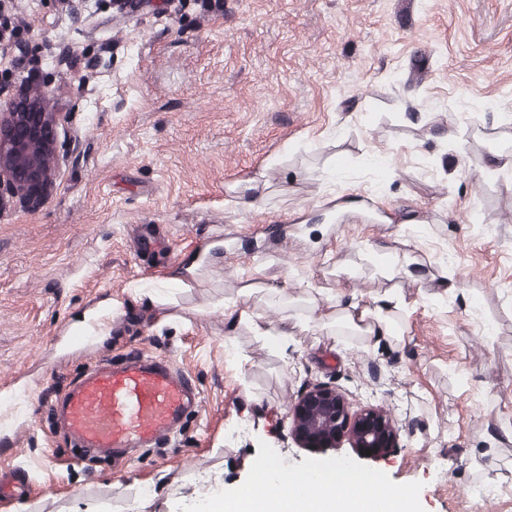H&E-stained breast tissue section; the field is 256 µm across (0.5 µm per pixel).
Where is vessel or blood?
<instances>
[{
	"instance_id": "b4317fda",
	"label": "vessel or blood",
	"mask_w": 512,
	"mask_h": 512,
	"mask_svg": "<svg viewBox=\"0 0 512 512\" xmlns=\"http://www.w3.org/2000/svg\"><path fill=\"white\" fill-rule=\"evenodd\" d=\"M136 252L153 259L164 250L159 225L136 224L130 230ZM193 380L164 357L134 349L120 358L98 359L45 403L54 433L70 453L120 458L130 448H150L178 432L189 412L199 409ZM351 470L325 473L319 483L283 477L285 493L314 491L316 485L338 490L358 482ZM28 485L14 469H0V499L27 493Z\"/></svg>"
}]
</instances>
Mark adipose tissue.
<instances>
[{"mask_svg":"<svg viewBox=\"0 0 512 512\" xmlns=\"http://www.w3.org/2000/svg\"><path fill=\"white\" fill-rule=\"evenodd\" d=\"M409 306L404 296L395 290L374 299L372 305L342 303L329 298L312 306L317 325L328 335L356 336L367 347L398 344L405 339L404 320ZM378 500L382 512H404L407 496L390 486H356L339 495L323 488L316 496L281 498L254 481L239 487L230 497L217 500L208 512H235L239 504H250L254 512H367L371 500Z\"/></svg>","mask_w":512,"mask_h":512,"instance_id":"obj_1","label":"adipose tissue"}]
</instances>
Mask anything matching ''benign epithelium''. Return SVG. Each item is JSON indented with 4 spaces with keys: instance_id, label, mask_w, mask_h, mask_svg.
<instances>
[{
    "instance_id": "benign-epithelium-1",
    "label": "benign epithelium",
    "mask_w": 512,
    "mask_h": 512,
    "mask_svg": "<svg viewBox=\"0 0 512 512\" xmlns=\"http://www.w3.org/2000/svg\"><path fill=\"white\" fill-rule=\"evenodd\" d=\"M49 88L29 96L0 118V204L3 194L34 209L52 186L49 157L69 114L47 112ZM292 435L301 448H339L347 443L367 458L378 459L398 447L400 429L381 408L352 409L336 387L316 383L304 389L289 408Z\"/></svg>"
}]
</instances>
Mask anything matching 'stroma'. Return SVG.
Returning a JSON list of instances; mask_svg holds the SVG:
<instances>
[{"mask_svg":"<svg viewBox=\"0 0 512 512\" xmlns=\"http://www.w3.org/2000/svg\"><path fill=\"white\" fill-rule=\"evenodd\" d=\"M0 0V109L50 86L71 121L36 210L0 207V414L96 357L144 348L194 379L198 413L134 457H68L18 415L0 466L27 471L26 512H176L225 494L261 457L302 474L344 463L406 488L411 512H512V0ZM259 208L239 204L249 181ZM171 248L152 270L129 227ZM265 294L238 296L244 283ZM410 303L403 345L306 324L309 299ZM101 320L76 345L83 316ZM313 382L386 410L382 459L311 451L288 410ZM249 433L232 440L229 425ZM229 316L231 319L230 326H234L237 323L247 320L254 336H258L265 342L276 341L280 343H287L288 337L293 336V329L298 321V316L288 315L286 317H282L277 325L271 326L260 317L246 318L244 312H240L239 314L229 312Z\"/></svg>","mask_w":512,"mask_h":512,"instance_id":"obj_1","label":"stroma"}]
</instances>
